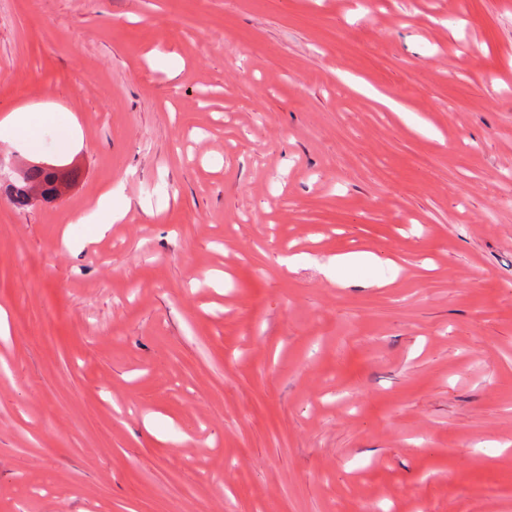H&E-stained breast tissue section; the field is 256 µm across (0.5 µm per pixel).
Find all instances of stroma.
Segmentation results:
<instances>
[{
	"label": "stroma",
	"instance_id": "1",
	"mask_svg": "<svg viewBox=\"0 0 512 512\" xmlns=\"http://www.w3.org/2000/svg\"><path fill=\"white\" fill-rule=\"evenodd\" d=\"M25 105L0 512H512V0H0ZM55 113L36 112L29 106L15 108L0 120V127L11 129L22 139L28 149L37 150L40 147L33 128L39 123L52 119ZM76 177V171H61L50 166L31 165L24 170V175L6 185L4 192L15 208L24 210L32 205L27 189L35 186L40 190L45 204L55 203L62 187L67 188L69 182ZM125 215V205H115L112 187L104 189L96 200L81 210L75 223L92 224L94 234L103 235L116 221Z\"/></svg>",
	"mask_w": 512,
	"mask_h": 512
}]
</instances>
